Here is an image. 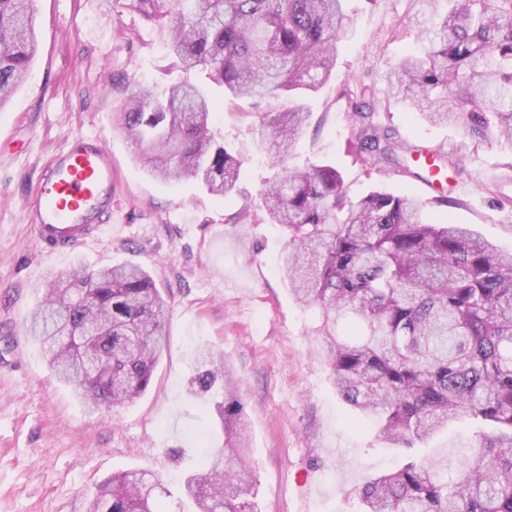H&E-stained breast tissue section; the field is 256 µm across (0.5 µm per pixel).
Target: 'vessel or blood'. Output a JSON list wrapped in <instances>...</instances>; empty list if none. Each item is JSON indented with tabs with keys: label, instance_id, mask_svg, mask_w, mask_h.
<instances>
[{
	"label": "vessel or blood",
	"instance_id": "obj_1",
	"mask_svg": "<svg viewBox=\"0 0 512 512\" xmlns=\"http://www.w3.org/2000/svg\"><path fill=\"white\" fill-rule=\"evenodd\" d=\"M112 154L78 135L44 167L25 218L47 254L68 252L95 237L112 213Z\"/></svg>",
	"mask_w": 512,
	"mask_h": 512
}]
</instances>
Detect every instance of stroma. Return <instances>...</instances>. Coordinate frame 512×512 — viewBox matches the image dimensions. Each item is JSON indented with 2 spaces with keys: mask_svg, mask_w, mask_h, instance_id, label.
<instances>
[{
  "mask_svg": "<svg viewBox=\"0 0 512 512\" xmlns=\"http://www.w3.org/2000/svg\"><path fill=\"white\" fill-rule=\"evenodd\" d=\"M348 5L355 28L331 79L305 100L311 124L293 142L291 163L335 165L355 200L376 189L426 200L432 214L512 251V141L428 123L385 91V73L414 49L420 22L444 12L445 0ZM34 8L37 53L28 79L0 110V512H86L97 483L138 468L161 476L166 512H197L181 483L198 466L214 424L210 400L187 392L200 346L223 352L241 381L257 512H361L356 487L405 456L338 396L327 360L314 350L315 313L282 278L285 234L268 223L261 197L272 172L256 147L259 112L227 101L210 114L243 161L231 196L216 198L191 178H157L113 125L122 100L111 77L162 87L180 76L165 30L111 0H35ZM363 85L373 90L368 102L378 121L407 144L458 164V172L440 176L453 205L435 203L416 176L419 163L406 175L349 150L351 105ZM78 133L112 151V220L90 245L49 257L25 213L39 173ZM124 263L145 268L164 294L168 346L149 390L103 418L56 378L27 318L46 283L75 265ZM477 432L471 422H454L427 452L463 461Z\"/></svg>",
  "mask_w": 512,
  "mask_h": 512,
  "instance_id": "35a3bbf8",
  "label": "stroma"
}]
</instances>
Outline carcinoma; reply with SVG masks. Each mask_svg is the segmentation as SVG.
<instances>
[{
	"instance_id": "obj_1",
	"label": "carcinoma",
	"mask_w": 512,
	"mask_h": 512,
	"mask_svg": "<svg viewBox=\"0 0 512 512\" xmlns=\"http://www.w3.org/2000/svg\"><path fill=\"white\" fill-rule=\"evenodd\" d=\"M168 31L186 71L163 88L114 78L115 117L150 172L192 177L216 197L235 190L239 159L209 126L213 90L235 99L288 100L261 113L258 150L276 169L262 190L287 237L281 272L295 299L318 311L317 335L336 391L393 448H420L453 421L492 425L467 464L416 458L358 487L363 512H512V253L426 203L374 190L352 200L331 164L292 165L310 113L297 102L329 80L354 18L346 0H115ZM37 51L33 0H0V110ZM387 91L431 122L484 134L492 119L512 138V0H454L422 24L414 52L384 75ZM351 147L364 161L410 172L424 153L398 139L367 104L354 107ZM167 303L135 264L73 268L46 288L30 331L57 377L106 414L145 393L166 349ZM189 394L213 401L224 441L209 448L183 490L200 512H255L243 403L224 355L197 350ZM145 470L100 482L89 512H164Z\"/></svg>"
}]
</instances>
